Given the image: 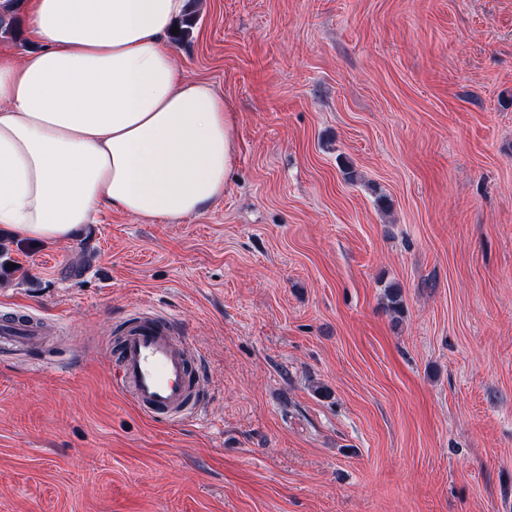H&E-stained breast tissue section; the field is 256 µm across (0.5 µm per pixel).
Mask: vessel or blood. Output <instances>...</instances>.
<instances>
[{"mask_svg": "<svg viewBox=\"0 0 512 512\" xmlns=\"http://www.w3.org/2000/svg\"><path fill=\"white\" fill-rule=\"evenodd\" d=\"M117 388L152 420L180 421L200 414V388L188 367L189 357L173 318L132 314L119 331ZM42 326L31 318L0 324V346L39 347Z\"/></svg>", "mask_w": 512, "mask_h": 512, "instance_id": "b4317fda", "label": "vessel or blood"}]
</instances>
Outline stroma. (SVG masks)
Returning <instances> with one entry per match:
<instances>
[{
    "label": "stroma",
    "mask_w": 512,
    "mask_h": 512,
    "mask_svg": "<svg viewBox=\"0 0 512 512\" xmlns=\"http://www.w3.org/2000/svg\"><path fill=\"white\" fill-rule=\"evenodd\" d=\"M185 82L236 116L223 198L0 228V512H512V0H186ZM404 312L387 310V287ZM171 316L200 418L114 385ZM45 341L42 326L29 317L0 324V346L39 347Z\"/></svg>",
    "instance_id": "obj_1"
}]
</instances>
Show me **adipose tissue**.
<instances>
[{
  "instance_id": "1",
  "label": "adipose tissue",
  "mask_w": 512,
  "mask_h": 512,
  "mask_svg": "<svg viewBox=\"0 0 512 512\" xmlns=\"http://www.w3.org/2000/svg\"><path fill=\"white\" fill-rule=\"evenodd\" d=\"M185 0H25L23 59L0 55V226L66 242L108 206L177 223L221 199L236 116L183 82Z\"/></svg>"
}]
</instances>
